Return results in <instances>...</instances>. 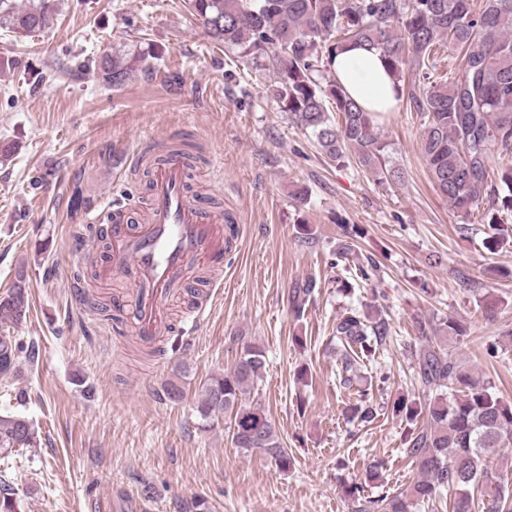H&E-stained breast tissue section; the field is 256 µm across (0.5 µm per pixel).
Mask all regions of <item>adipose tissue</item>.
<instances>
[{
	"label": "adipose tissue",
	"mask_w": 512,
	"mask_h": 512,
	"mask_svg": "<svg viewBox=\"0 0 512 512\" xmlns=\"http://www.w3.org/2000/svg\"><path fill=\"white\" fill-rule=\"evenodd\" d=\"M330 69L344 89L365 107L375 112L393 111L396 84L377 51L346 48L337 52Z\"/></svg>",
	"instance_id": "adipose-tissue-1"
}]
</instances>
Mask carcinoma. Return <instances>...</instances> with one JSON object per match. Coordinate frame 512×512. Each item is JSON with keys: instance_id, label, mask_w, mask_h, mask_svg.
<instances>
[{"instance_id": "obj_1", "label": "carcinoma", "mask_w": 512, "mask_h": 512, "mask_svg": "<svg viewBox=\"0 0 512 512\" xmlns=\"http://www.w3.org/2000/svg\"><path fill=\"white\" fill-rule=\"evenodd\" d=\"M189 14L210 38L243 59L251 69L274 75L271 92L288 120L310 133L333 161L354 157L361 167L385 179L401 181L402 172L388 164L389 144L379 124L380 113L353 99L338 80L329 77L336 52L350 44L379 52L397 83L396 100L406 97L420 116L421 143L430 182L462 212L484 208V219L496 230L484 247L491 253L508 243L497 230L500 216L512 213V0H185ZM48 0H0V27L19 37L44 28ZM456 48L448 83L434 81L444 48ZM150 52L114 50L80 68L97 73L118 88L138 69L149 66ZM340 114L330 120L329 109ZM336 262L368 281L379 269L372 258L363 264L348 245L336 251ZM24 275L0 298V320L19 322L14 299L29 302ZM316 283L295 288L292 305L303 313ZM417 376L429 397L422 402L403 395L393 412L413 424L407 456L421 477L403 489L372 497L363 484L345 486L353 512H416L426 503H443L448 512H512V467H493L512 447V401L475 378L455 356L467 339V326L448 317L435 326L420 322ZM392 336V325L379 312L352 309L336 318L332 340L340 351L336 376L345 389L364 379L366 363L375 359ZM24 347L10 335L0 336V373L19 363ZM265 355L261 347L244 346L235 368L204 386L197 412L207 423L231 418L233 445L245 452L262 451L286 471L292 458L276 426L257 406L246 402L261 380ZM359 388L350 407L362 422L375 419L376 409ZM39 443L33 420L16 411L0 412V453L32 448ZM0 512H22L21 499L6 481L0 482Z\"/></svg>"}]
</instances>
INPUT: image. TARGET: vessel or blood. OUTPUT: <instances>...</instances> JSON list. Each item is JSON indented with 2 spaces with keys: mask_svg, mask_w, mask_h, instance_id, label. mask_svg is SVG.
<instances>
[{
  "mask_svg": "<svg viewBox=\"0 0 512 512\" xmlns=\"http://www.w3.org/2000/svg\"><path fill=\"white\" fill-rule=\"evenodd\" d=\"M231 229L221 215L201 207L185 187L184 162L169 154L154 173L145 217L130 223L117 212L103 279H128V313L137 338L159 345L171 331L167 302L199 270L222 268Z\"/></svg>",
  "mask_w": 512,
  "mask_h": 512,
  "instance_id": "vessel-or-blood-1",
  "label": "vessel or blood"
}]
</instances>
